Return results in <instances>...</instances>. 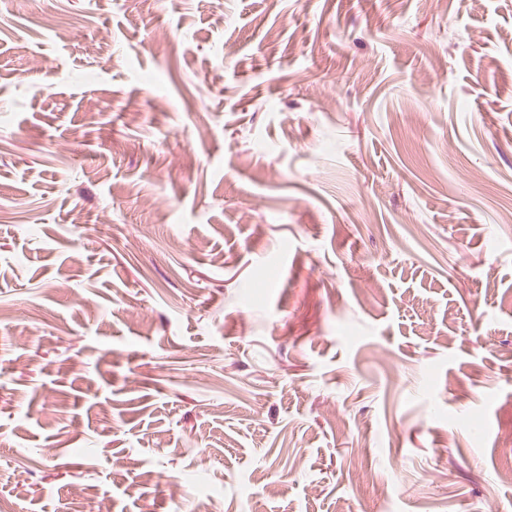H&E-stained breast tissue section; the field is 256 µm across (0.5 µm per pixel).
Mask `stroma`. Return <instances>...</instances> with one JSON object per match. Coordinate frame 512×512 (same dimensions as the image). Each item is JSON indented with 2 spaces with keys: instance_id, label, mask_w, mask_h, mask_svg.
Instances as JSON below:
<instances>
[{
  "instance_id": "35a3bbf8",
  "label": "stroma",
  "mask_w": 512,
  "mask_h": 512,
  "mask_svg": "<svg viewBox=\"0 0 512 512\" xmlns=\"http://www.w3.org/2000/svg\"><path fill=\"white\" fill-rule=\"evenodd\" d=\"M77 486L512 512V0H0V512Z\"/></svg>"
}]
</instances>
